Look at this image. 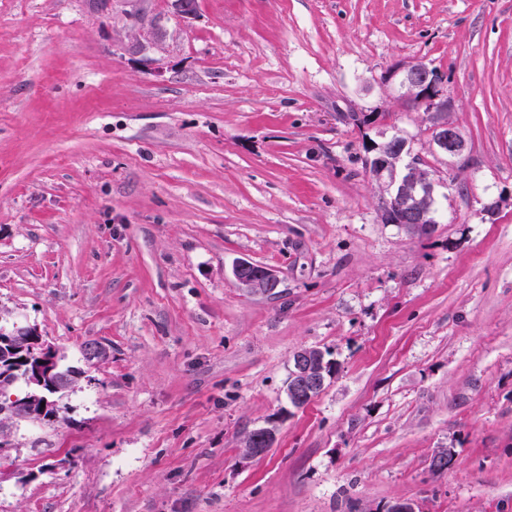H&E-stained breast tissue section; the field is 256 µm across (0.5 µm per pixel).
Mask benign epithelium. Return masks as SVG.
I'll return each instance as SVG.
<instances>
[{"label": "benign epithelium", "mask_w": 512, "mask_h": 512, "mask_svg": "<svg viewBox=\"0 0 512 512\" xmlns=\"http://www.w3.org/2000/svg\"><path fill=\"white\" fill-rule=\"evenodd\" d=\"M430 69L420 61L410 62L393 71L389 80L402 86L412 94L420 95L427 111L438 118L437 135L432 140L433 149L450 159L464 158L467 145L460 131L442 119L451 109V100L444 84L429 79ZM402 178L401 203H396L393 185ZM373 179L385 192L382 202V219L389 222L393 210H401L402 223L418 230L430 223L431 208L426 205L428 196L435 194L440 180L423 169L404 162V152L395 149L383 152L378 158ZM237 284L253 294H267L278 287L279 279L275 271L267 269L262 273L251 272L248 261L237 263L233 269ZM84 357L90 362H99L107 357L106 348L99 342L90 341L83 347ZM62 357L47 344L34 326L15 327L12 331L0 333V387H10L16 373L24 372L30 391L22 400H15L0 406V416L10 419L38 421L54 416L55 402L48 396L64 393L71 389L77 376L64 371ZM294 373L288 389L291 404L299 406L311 395L324 387L330 365L324 361V353L318 348H302L293 355ZM275 441V428L265 427L249 435L245 452L250 457L261 455L272 447Z\"/></svg>", "instance_id": "obj_1"}]
</instances>
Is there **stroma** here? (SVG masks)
<instances>
[{
    "label": "stroma",
    "mask_w": 512,
    "mask_h": 512,
    "mask_svg": "<svg viewBox=\"0 0 512 512\" xmlns=\"http://www.w3.org/2000/svg\"><path fill=\"white\" fill-rule=\"evenodd\" d=\"M414 61L460 162L388 83ZM395 134L442 181L426 236L383 223L364 165ZM15 323L81 376L0 422V512H512V0H0ZM304 347L335 369L295 408ZM430 69L423 62H410L393 71L389 80L407 89L412 94L419 93L421 102L427 111L416 100L406 95V92L397 89L398 95L407 100L406 104L411 110L417 112H432L438 118L436 124L437 135L432 140L433 149L449 159L461 160L464 158L467 145L460 131L452 124L444 121V116L451 109V100L443 83L429 81ZM250 269L248 261L238 262L233 269V276L241 288L253 294H267L278 287L279 279L274 270L267 268L263 273L254 274ZM275 441V428L265 427L260 432L249 435L245 452L247 456L254 457L264 454L266 448H271Z\"/></svg>",
    "instance_id": "obj_1"
}]
</instances>
